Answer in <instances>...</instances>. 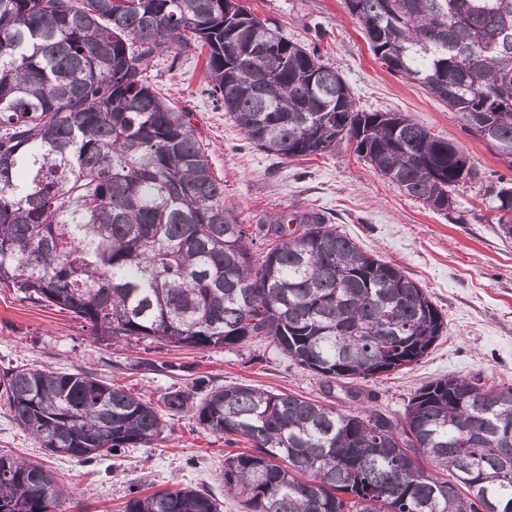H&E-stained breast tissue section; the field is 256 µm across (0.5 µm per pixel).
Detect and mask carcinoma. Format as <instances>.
I'll return each mask as SVG.
<instances>
[{"instance_id":"obj_1","label":"carcinoma","mask_w":512,"mask_h":512,"mask_svg":"<svg viewBox=\"0 0 512 512\" xmlns=\"http://www.w3.org/2000/svg\"><path fill=\"white\" fill-rule=\"evenodd\" d=\"M387 69L422 84L512 159V0H345ZM206 54L207 91L259 149L285 159L342 143L435 211L484 173L400 112L356 108L318 46L239 0H0V288L82 319L99 342L219 349L274 343L327 381L418 363L446 332L400 268L320 221L242 224L224 202L194 113L145 71ZM512 238V184L479 190ZM295 229H290L292 222ZM273 241L256 255L255 239ZM0 399L40 447L79 463L146 447L190 414L248 452L224 459L246 512H497L512 504V385L448 376L404 415L340 409L199 375L161 407L86 371L7 368ZM44 464L0 454V512H61ZM124 512H221L207 489Z\"/></svg>"}]
</instances>
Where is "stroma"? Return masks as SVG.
Listing matches in <instances>:
<instances>
[{
  "instance_id": "obj_1",
  "label": "stroma",
  "mask_w": 512,
  "mask_h": 512,
  "mask_svg": "<svg viewBox=\"0 0 512 512\" xmlns=\"http://www.w3.org/2000/svg\"><path fill=\"white\" fill-rule=\"evenodd\" d=\"M284 35L317 45L325 61L350 88L357 108L402 113L450 140L486 173L512 179V164L473 136L457 113L422 85L388 71L376 60L344 0H242ZM163 52L146 77L155 90L195 115L196 134L208 153L224 197L245 224L269 221L282 211L321 212L357 245L403 269L425 289L443 314L446 331L428 356L403 371L370 378L372 408L403 414L411 395L435 379L482 376L488 384H512V238L499 231L475 189L453 194V206L438 212L385 181L350 145L334 152L288 160L259 150L231 116L208 95L202 61L188 59L170 69ZM148 359L157 371L139 369ZM40 366L79 369L157 402L168 388L186 387L206 375L215 385L246 383L273 392L331 400L350 408L346 386L325 382L268 341L213 350H177L146 341L102 344L75 315L0 290V370ZM248 442L225 440L196 424L191 415L168 418L161 441L129 448L91 464L38 448L0 403V453L33 458L68 487L82 490L81 507L65 512H123L130 485L142 494L184 486L212 489L221 512H243L225 496L224 459Z\"/></svg>"
}]
</instances>
